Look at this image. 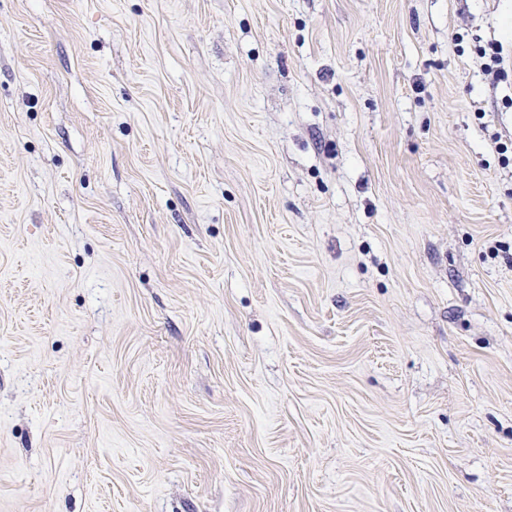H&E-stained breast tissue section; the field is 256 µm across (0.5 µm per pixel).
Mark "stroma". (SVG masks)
<instances>
[{"instance_id": "35a3bbf8", "label": "stroma", "mask_w": 512, "mask_h": 512, "mask_svg": "<svg viewBox=\"0 0 512 512\" xmlns=\"http://www.w3.org/2000/svg\"><path fill=\"white\" fill-rule=\"evenodd\" d=\"M509 142L512 0H0V512H512ZM476 53L481 59L485 60L483 70L487 75H492L496 79L499 76H504V58L499 43L488 42L485 45H476Z\"/></svg>"}]
</instances>
